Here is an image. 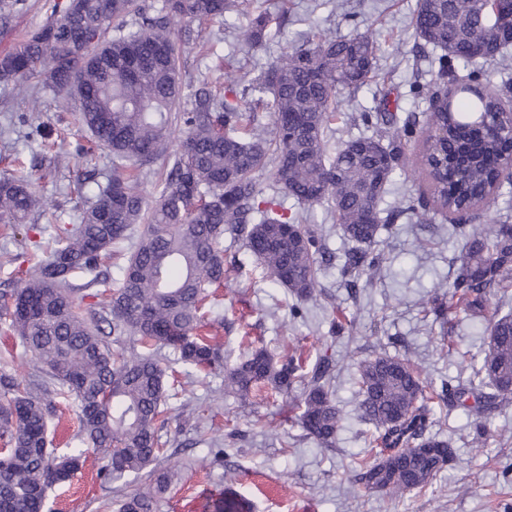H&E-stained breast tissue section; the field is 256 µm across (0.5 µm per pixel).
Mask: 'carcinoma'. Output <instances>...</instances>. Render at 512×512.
Masks as SVG:
<instances>
[{
    "mask_svg": "<svg viewBox=\"0 0 512 512\" xmlns=\"http://www.w3.org/2000/svg\"><path fill=\"white\" fill-rule=\"evenodd\" d=\"M247 2L54 0L50 20L0 55V84L18 92L23 111H37L45 87L58 99H78V124L112 152L113 167L112 178L88 196L82 189L89 178L77 183L79 224L40 229L51 242L47 258L0 306V330L42 364L44 389L80 404L78 445L68 442L57 455L48 422L61 405L34 396L24 380L0 379V512H47V491L68 482L91 452L101 457L100 476L113 484L158 461L168 387L157 359L162 349L197 372L224 371V385L244 403L271 387L288 398L290 420L322 447H334L343 415L330 387L332 355H318L308 371L302 347L285 348L276 362L246 333L249 355L224 362V316L215 313L216 292L228 277L224 236L295 299L296 315L322 297L326 244L307 224L318 207L356 244L343 275L375 277L384 263L376 249L381 232L401 215L382 203L395 175L409 174L405 146L416 138L432 193L409 200L405 211L420 223L431 220V209L451 218L459 241L448 299L434 297L425 315L450 334L461 315L487 323L488 331V351L471 364L468 380L442 385L436 397L448 412L471 419L475 448L487 447L491 419L512 401V311L491 308L498 290L512 283V224L471 226L475 208L498 202L512 186L501 178L512 116L492 92L447 102L449 92L470 90L472 74L458 75L457 64H496L503 92L512 93V0H416L414 36L440 51L430 81L417 87L428 108L394 112L386 91L374 111L352 117L372 134L340 138L332 150L327 131L338 92L357 93L375 69L368 35H321L284 48L267 66L232 75L225 87L206 75L183 81L180 43L200 40ZM25 6L0 0V30L9 31ZM177 21L186 23L182 36ZM269 24V13L258 12L237 29L240 45L264 47ZM261 107L270 109L267 125ZM177 130L182 140L170 151ZM157 163L163 180L149 203L139 184ZM269 166L295 201L294 213L262 198L259 177ZM51 205L28 178L0 171V223L32 224ZM128 241L132 250L117 282L104 276L76 283ZM92 285L109 288L112 318L77 302ZM104 322L136 348L113 352ZM357 384L359 415L376 429L373 461H361L357 472L365 491L399 499L428 489L455 465L448 441L427 434L432 397L408 355L364 359ZM162 490L158 476L121 500L117 512H153Z\"/></svg>",
    "mask_w": 512,
    "mask_h": 512,
    "instance_id": "cac0c4a2",
    "label": "carcinoma"
}]
</instances>
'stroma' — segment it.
Segmentation results:
<instances>
[{
	"label": "stroma",
	"instance_id": "1",
	"mask_svg": "<svg viewBox=\"0 0 512 512\" xmlns=\"http://www.w3.org/2000/svg\"><path fill=\"white\" fill-rule=\"evenodd\" d=\"M256 7L278 19L266 46L239 50L233 29H224L213 41L209 54L186 44L182 55L184 80L196 79L212 67L216 58L232 56L244 69L270 63L286 45L303 37L330 34L344 37L366 34L379 51L375 77L357 94H339L336 110L342 118L373 110L380 91L398 95L403 112H422L425 102L411 89L430 78L427 54L415 42L411 18L415 0H256ZM11 88L0 86V157L6 167H19L46 196L57 199L61 210H49L40 225L53 224L64 214L69 224L79 222L76 199L62 194L64 185L77 175H92L106 183L112 175V154L93 145L89 131L72 123L74 102H63L43 91L40 110L28 125L11 114ZM37 128L36 139L25 143L27 127ZM89 149L77 171L54 172L49 160L55 154ZM327 247L334 253L332 265L321 277L330 308L306 307L293 314V300L284 289L270 287L254 258L232 239L224 241V266L242 270L249 281L246 290L228 282L218 291L224 312V353L242 355L243 334L262 340L271 355H279L283 343L300 342L310 357L332 352L335 370L331 383L344 419L333 449L321 447L294 423H284L288 407L283 396L267 393L252 404L240 403L224 390V376H185L169 390L160 430L165 453L156 468L168 476V487L156 502L155 512H218L216 504H199L207 486L232 492L244 501L242 512H503L512 504V404L503 408L491 424L495 441L480 450L471 448L472 428L459 412L448 413L434 405L431 433L448 440L457 454L453 469L442 472L425 492L392 500L368 493L355 480V471L368 456L372 425L357 416L355 381L358 366L368 354H410L423 380L433 385L464 380L471 373L472 357L483 356L487 335L481 324L458 320L452 340H444L440 323L424 316L422 304L436 287L447 285L453 274L451 260L458 243L448 231L449 221L432 219L419 224L400 217L391 232L383 234L387 261L374 279L358 278L355 288L345 285L342 266L351 242L345 240L323 210L313 218ZM427 241L418 249V241ZM338 307L355 321L352 332L339 335L330 328V309ZM99 461L90 458L72 479L62 496H50L54 512H113L117 500L148 482L147 473L126 482L107 484L97 477Z\"/></svg>",
	"mask_w": 512,
	"mask_h": 512
}]
</instances>
